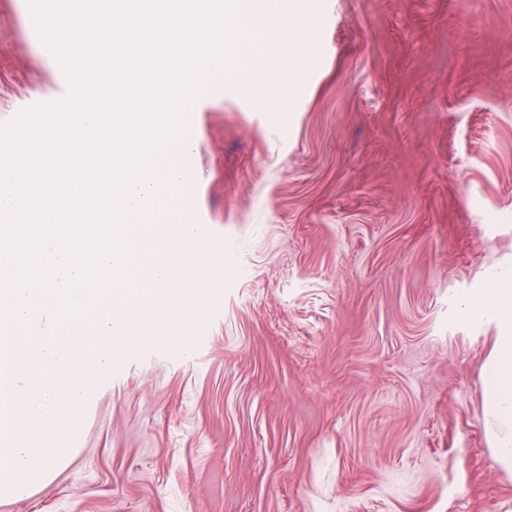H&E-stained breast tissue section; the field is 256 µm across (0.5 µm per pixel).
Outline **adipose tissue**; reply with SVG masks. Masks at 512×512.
Listing matches in <instances>:
<instances>
[{
    "instance_id": "ef3b65f1",
    "label": "adipose tissue",
    "mask_w": 512,
    "mask_h": 512,
    "mask_svg": "<svg viewBox=\"0 0 512 512\" xmlns=\"http://www.w3.org/2000/svg\"><path fill=\"white\" fill-rule=\"evenodd\" d=\"M464 311L491 319L498 328L482 373L485 427L496 467L512 475V275L495 278Z\"/></svg>"
}]
</instances>
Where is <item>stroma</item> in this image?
Returning <instances> with one entry per match:
<instances>
[{
  "instance_id": "35a3bbf8",
  "label": "stroma",
  "mask_w": 512,
  "mask_h": 512,
  "mask_svg": "<svg viewBox=\"0 0 512 512\" xmlns=\"http://www.w3.org/2000/svg\"><path fill=\"white\" fill-rule=\"evenodd\" d=\"M280 109L194 103L174 223L222 271L189 338L113 347L48 481L0 512H512L485 437L512 272V0H323ZM67 95L0 0V124Z\"/></svg>"
}]
</instances>
